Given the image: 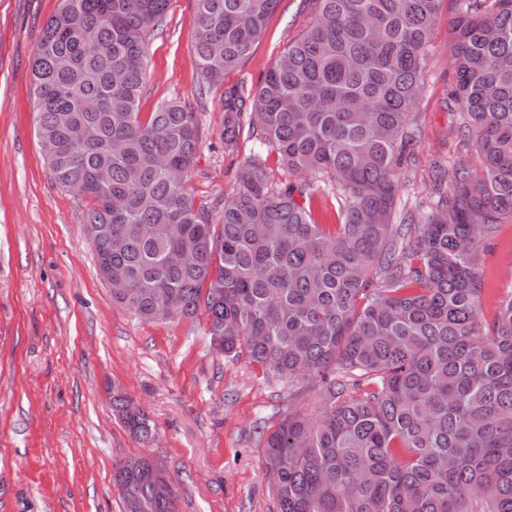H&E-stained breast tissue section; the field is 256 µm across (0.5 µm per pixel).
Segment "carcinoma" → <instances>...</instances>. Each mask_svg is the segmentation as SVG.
Instances as JSON below:
<instances>
[{"label": "carcinoma", "instance_id": "carcinoma-1", "mask_svg": "<svg viewBox=\"0 0 512 512\" xmlns=\"http://www.w3.org/2000/svg\"><path fill=\"white\" fill-rule=\"evenodd\" d=\"M170 0H62L35 51V136L63 188L81 185L98 267L142 321L205 312L224 356L276 381L321 384L313 418L290 411L264 461L275 512H512V294L480 323L478 244L512 216V0H460L452 37L464 165L432 178L438 207L394 224L401 153L440 0H317L242 111L224 92V151L250 126L290 170L252 154L220 230L195 207L196 113L177 99L143 119L149 36ZM200 85L251 53L279 0H194ZM332 191L339 223L308 201ZM180 252L184 259L170 262ZM143 445L149 416L112 391ZM123 512H178L142 455L112 467ZM263 156L267 158V171L273 182H284V181H292V182H301V181H311L315 178L311 174L306 173H296V172H288V169L284 167L279 159V156L275 151H267L265 148H262Z\"/></svg>", "mask_w": 512, "mask_h": 512}]
</instances>
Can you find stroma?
Returning a JSON list of instances; mask_svg holds the SVG:
<instances>
[{
	"instance_id": "1",
	"label": "stroma",
	"mask_w": 512,
	"mask_h": 512,
	"mask_svg": "<svg viewBox=\"0 0 512 512\" xmlns=\"http://www.w3.org/2000/svg\"><path fill=\"white\" fill-rule=\"evenodd\" d=\"M61 0H0V512H121L112 465L149 453L179 490V512H273L263 440L287 411L316 413L317 384L287 388L245 361L214 352L204 317L139 321L112 301L74 198L50 174L34 134L31 67L46 21ZM315 0H281L252 54L200 88L193 0H171L149 42L139 110L180 99L196 113L200 147L191 170L196 207L220 224L256 139L226 153L224 93L256 89L305 29ZM456 0H441L425 50L422 92L397 168L393 221L417 223L434 206L430 175L467 164L449 100ZM481 313L492 320L512 291V217L479 245ZM146 410L155 441H136L113 414L109 388Z\"/></svg>"
}]
</instances>
